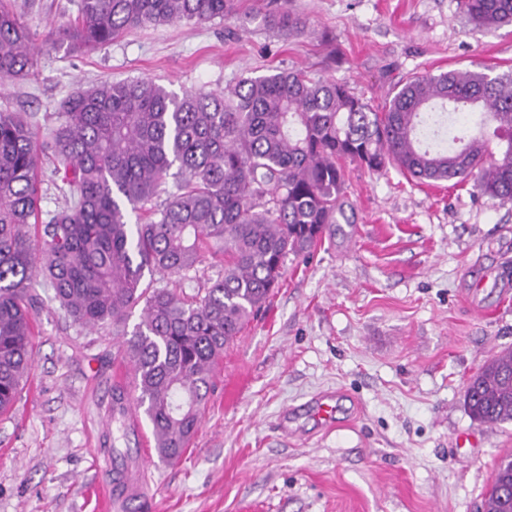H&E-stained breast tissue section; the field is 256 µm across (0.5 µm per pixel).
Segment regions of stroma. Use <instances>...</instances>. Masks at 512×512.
<instances>
[{
	"label": "stroma",
	"mask_w": 512,
	"mask_h": 512,
	"mask_svg": "<svg viewBox=\"0 0 512 512\" xmlns=\"http://www.w3.org/2000/svg\"><path fill=\"white\" fill-rule=\"evenodd\" d=\"M38 48L34 79L0 85L46 147L77 88L147 78L221 91L304 70L380 104L408 78L512 71V26L473 27L458 0H237L233 15L128 31L92 52L51 46L77 0H10ZM288 7L299 36L267 28ZM353 221L288 256L264 308L224 349L183 456L161 462L147 420L128 433L112 401L131 374L111 328L75 325L37 281L34 361L0 415V512H106L100 466L113 449L145 462L152 510L122 512H481L512 422L474 421L469 379L512 348V202L472 183H422L346 163ZM340 404L336 427L308 406Z\"/></svg>",
	"instance_id": "1"
}]
</instances>
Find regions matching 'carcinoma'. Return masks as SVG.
<instances>
[{
  "mask_svg": "<svg viewBox=\"0 0 512 512\" xmlns=\"http://www.w3.org/2000/svg\"><path fill=\"white\" fill-rule=\"evenodd\" d=\"M235 5L79 0L78 17L56 41L94 49L131 28L222 20ZM460 6L478 29L512 25V0ZM264 22L286 34L305 27L286 8ZM35 63L30 30L0 0V80H28ZM476 107L482 123L494 125L495 153L482 131L456 135ZM63 109L51 148L64 206L44 214L33 125L0 111V413L34 360L32 282L41 274L72 322L124 337L135 409L168 463L197 429L224 346L266 303L287 256L311 251L347 219L344 162L373 172L394 165L424 182L472 178L482 195L512 201V72L413 76L377 106L305 71L180 97L138 79L77 90ZM128 208L138 213L133 225ZM205 252L217 278L192 294L166 285L196 270ZM138 306L129 335L126 321ZM465 405L480 423L512 421V349L471 378ZM486 500L494 512H512V487L498 472Z\"/></svg>",
  "mask_w": 512,
  "mask_h": 512,
  "instance_id": "obj_1",
  "label": "carcinoma"
}]
</instances>
